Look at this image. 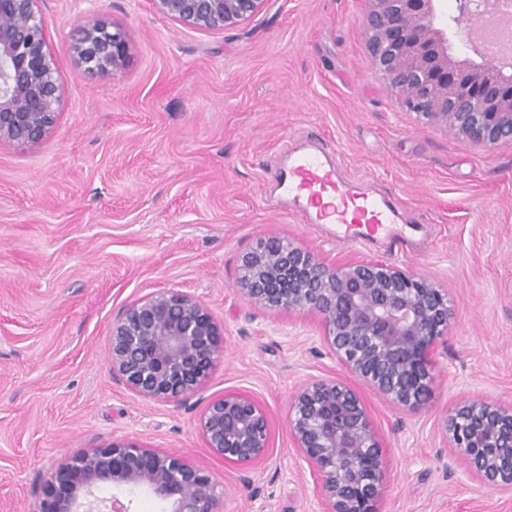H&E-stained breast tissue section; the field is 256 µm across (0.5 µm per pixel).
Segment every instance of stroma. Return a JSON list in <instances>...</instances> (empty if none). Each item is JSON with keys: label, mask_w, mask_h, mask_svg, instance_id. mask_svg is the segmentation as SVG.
I'll return each instance as SVG.
<instances>
[{"label": "stroma", "mask_w": 512, "mask_h": 512, "mask_svg": "<svg viewBox=\"0 0 512 512\" xmlns=\"http://www.w3.org/2000/svg\"><path fill=\"white\" fill-rule=\"evenodd\" d=\"M66 93L35 143H0V512H37L66 458L130 440L188 456L221 512H320L288 427L299 388L349 384L383 445L377 512H512L452 462L442 432L461 402H512V144L485 150L409 112L366 50L367 0H267L203 32L141 0H40ZM89 20L121 30L123 66L79 70L67 43ZM327 142L370 191L421 225L405 251L339 242L303 224L275 188L289 151ZM277 237L324 259L382 260L448 293L452 317L431 393L399 407L349 374L303 312L250 305L242 256ZM169 288L211 309L223 353L181 404L112 379L113 320ZM227 390L255 398L268 460L241 471L197 422Z\"/></svg>", "instance_id": "1"}]
</instances>
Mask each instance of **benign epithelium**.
Instances as JSON below:
<instances>
[{
	"instance_id": "7a95c632",
	"label": "benign epithelium",
	"mask_w": 512,
	"mask_h": 512,
	"mask_svg": "<svg viewBox=\"0 0 512 512\" xmlns=\"http://www.w3.org/2000/svg\"><path fill=\"white\" fill-rule=\"evenodd\" d=\"M157 14L201 31H221L257 15L266 0H145ZM369 58L407 109L491 149L512 144V57L469 41L499 0H457L441 22V0H368ZM87 73L120 67L119 30L88 22L69 45ZM474 52L475 61L468 56ZM65 85L47 39L39 0H0V142L40 140L54 124ZM236 287L250 304L304 311L350 373L397 406L429 395L430 366L448 333V293L382 261L331 262L272 237L247 253ZM222 353L217 322L196 297L178 289L150 293L112 322V379L140 397L178 403L194 393ZM295 448L316 486L321 512H376L383 446L360 396L346 383L314 379L289 414ZM213 454L248 468L271 448L266 410L226 391L198 421ZM443 431L458 460L485 487L512 492V404L460 403ZM105 487L112 496L100 497ZM151 492L164 512H219L210 474L190 458L114 441L69 458L44 480L38 512H130L132 494Z\"/></svg>"
}]
</instances>
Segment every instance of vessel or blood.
I'll return each instance as SVG.
<instances>
[{
    "label": "vessel or blood",
    "mask_w": 512,
    "mask_h": 512,
    "mask_svg": "<svg viewBox=\"0 0 512 512\" xmlns=\"http://www.w3.org/2000/svg\"><path fill=\"white\" fill-rule=\"evenodd\" d=\"M280 186L303 223L335 225L341 243L383 241L395 250L404 246V236L395 225L396 204L346 177L339 154L291 152Z\"/></svg>",
    "instance_id": "1"
}]
</instances>
